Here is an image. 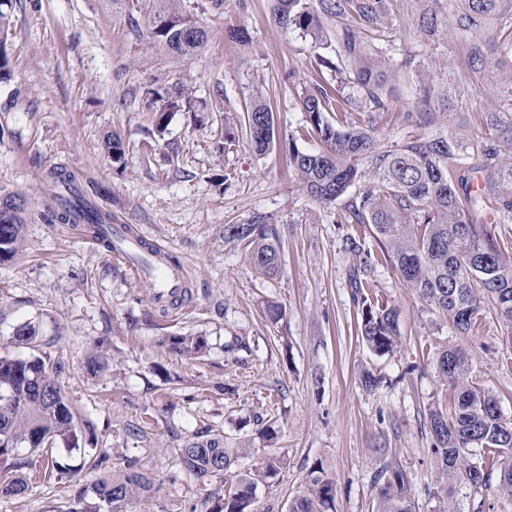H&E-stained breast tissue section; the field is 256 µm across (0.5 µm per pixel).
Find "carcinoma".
Returning a JSON list of instances; mask_svg holds the SVG:
<instances>
[{
	"instance_id": "1",
	"label": "carcinoma",
	"mask_w": 512,
	"mask_h": 512,
	"mask_svg": "<svg viewBox=\"0 0 512 512\" xmlns=\"http://www.w3.org/2000/svg\"><path fill=\"white\" fill-rule=\"evenodd\" d=\"M148 40L170 56L184 59L207 43L208 32L186 12L182 0H148ZM272 16L284 32L308 43L314 62L334 73L339 90L320 84L301 88V110L308 134L320 143L309 152L288 148L299 187L321 206L344 202L341 218L363 224L381 243L408 288L462 335L472 332L481 302L488 300L512 326V253L491 231L494 223L512 222V0H414L415 24L428 47L448 33L463 41L462 65L469 73L500 79L497 108L481 113L484 132H472L468 112H448L466 103L473 89L460 81H445L431 89L421 56L403 54L401 69L418 88L401 118L402 140L387 144L379 135V113L389 111L391 51L383 39L386 0H272ZM12 0H0V80L10 77L7 37ZM354 87L356 95L345 93ZM163 101L156 126L163 129L168 113L191 106L182 86L150 90ZM335 114L329 121L327 114ZM250 144L262 155L274 147L276 133L270 105L254 90L247 109ZM423 129L434 134L425 136ZM112 163L125 164L119 135L105 143ZM56 186L70 193L51 218L68 224L82 216L85 232L110 250L101 231L104 217L89 209L78 192L76 175L64 168L51 171ZM360 186L356 193L351 188ZM26 200L19 195L0 198V263L12 259L23 241ZM224 236L239 242L254 271L277 274L281 236L277 224L256 216L247 224H227ZM367 266L353 274L360 309L363 344L374 354L393 352L399 330L393 308L380 303L370 287ZM170 349L187 359L198 357L206 339L192 334L168 337ZM437 369L452 390V410L427 414L432 453L448 480L474 490L489 486L498 471L497 492L512 497V424L501 416L494 394L467 381L469 359L458 348H445ZM63 364L48 356L0 354V461L21 445L32 450L58 442L79 447L82 427L59 379ZM249 452L243 445L225 446L224 435L211 430L187 440L177 449L183 470L222 478L237 459ZM284 467L282 456L256 457L237 476L234 489L212 497L209 512H253L260 480H273ZM381 481L377 512H416L409 482L397 467L378 474ZM152 489L147 474L128 468L101 476L92 486L97 503L81 512H123L122 507ZM336 495L335 480L322 466L310 471L308 492L292 501L289 512H322Z\"/></svg>"
}]
</instances>
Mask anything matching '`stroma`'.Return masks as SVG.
I'll return each mask as SVG.
<instances>
[{
  "label": "stroma",
  "mask_w": 512,
  "mask_h": 512,
  "mask_svg": "<svg viewBox=\"0 0 512 512\" xmlns=\"http://www.w3.org/2000/svg\"><path fill=\"white\" fill-rule=\"evenodd\" d=\"M387 36L403 50L424 52L436 78H465L460 41L432 51L412 21L408 0H389ZM208 31L195 57L176 60L145 38L148 12L129 0H16L7 41L12 73L0 82V196L26 198L29 219L15 258L0 264V338L7 352L61 359L62 389L89 427L78 448H21L0 464V482L23 478L25 493L0 496V512H75L78 488L128 462L153 480L146 498L126 512H205L207 494L224 493L217 478L181 469L176 450L206 429L253 455H282L276 479L258 484L255 512H287L308 487L313 464L336 481L330 512H376V474L399 467L416 512H512L495 488L474 491L441 479L426 429L429 410L451 402L436 364L443 347L464 348L470 380L496 396L512 423V328L483 304L473 335L463 336L407 288L368 228L342 223L340 206L321 207L299 190L286 147L317 149L298 94L316 74L309 47L270 20L271 0H184ZM246 26V45L224 37ZM272 107L276 147L256 154L246 132L254 82ZM190 89L202 122L173 112L164 132L153 89ZM233 116L236 138L224 140ZM119 135L125 166L103 144ZM76 173L85 200L175 256L189 299L160 315L142 269L91 243L77 228L46 221L50 172ZM263 214L278 224L281 268L257 274L228 224ZM373 265L371 291L395 308L400 343L383 357L358 335L351 274ZM284 315L269 322L267 303ZM39 330L37 349L13 344L16 328ZM170 334L204 336L199 359L187 361L164 343ZM245 341L249 352H225ZM383 375L365 391L364 372ZM263 418L278 430L263 440ZM79 466L73 478L45 476L48 460Z\"/></svg>",
  "instance_id": "35a3bbf8"
}]
</instances>
